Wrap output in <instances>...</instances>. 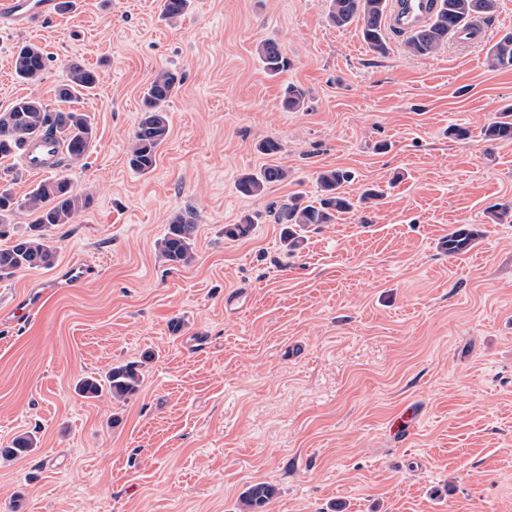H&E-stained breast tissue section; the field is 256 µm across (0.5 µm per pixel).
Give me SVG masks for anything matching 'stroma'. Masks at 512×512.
<instances>
[{"label":"stroma","mask_w":512,"mask_h":512,"mask_svg":"<svg viewBox=\"0 0 512 512\" xmlns=\"http://www.w3.org/2000/svg\"><path fill=\"white\" fill-rule=\"evenodd\" d=\"M327 12L192 0L171 22L160 0H73L29 30L0 24V111L54 104L72 62L99 74L84 103L96 139L60 170L92 204L50 229L53 268L0 281V448L38 438L0 460V512H241L261 483L276 490L263 512H512V224L491 218L512 203V141L481 134L512 104V70L486 59L512 31V0L483 40L431 57L393 35L375 54ZM266 40L288 71L264 72ZM27 42L48 57L34 83L12 67ZM162 68L182 82L142 174L127 145ZM291 83L308 92L297 112L282 104ZM268 138L289 177L243 196L236 181ZM332 168L352 171L350 196L380 186L381 204L309 227L287 252L270 210L315 196ZM184 209L196 258L173 266L157 243ZM248 214L251 233L225 238ZM462 226L477 237L449 253ZM76 263L86 281L65 280ZM133 361L143 383L126 402L76 393ZM408 405L418 419L400 439L390 426ZM37 438L33 434H22L14 438L8 448H0V458L3 460H13L21 456L28 455L37 448Z\"/></svg>","instance_id":"1"}]
</instances>
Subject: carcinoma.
I'll list each match as a JSON object with an SVG mask.
<instances>
[{
    "label": "carcinoma",
    "mask_w": 512,
    "mask_h": 512,
    "mask_svg": "<svg viewBox=\"0 0 512 512\" xmlns=\"http://www.w3.org/2000/svg\"><path fill=\"white\" fill-rule=\"evenodd\" d=\"M499 0H438V9L428 26L412 35L406 42L408 51L416 56H432L448 38L461 34L470 23L480 20L491 22L498 11ZM191 0H160L161 14L171 21L180 19L189 9ZM389 8L388 0H329L328 19L342 28L356 22L361 25V36L371 51L383 55L387 52L384 20ZM257 55L264 71L277 75L288 70L290 62L280 45L264 41L257 47ZM14 72L23 82L38 80L46 68L47 57L43 50L33 44L18 47L13 55ZM488 66L494 70L512 69V32L492 44L487 51ZM182 81L177 72L162 69L151 79L142 97L143 109L140 120L128 148L130 166L143 174L154 169L158 152L170 134V117L166 103L174 95ZM98 74L95 70L74 62L70 65L69 79L56 89L59 107L49 109L37 99L22 97L15 100L5 111L0 112V159L8 158L19 151L26 139L51 134L64 143L71 163L78 164L88 154L94 140L95 127L90 115L72 104L89 95L96 87ZM305 103V91L290 84L285 90L283 105L290 111H298ZM489 141H512V107H506L499 119L483 130ZM258 151L270 162L257 172L243 173L238 177L237 189L246 196H258L272 184L288 179V170L277 162L281 144L275 139H265L257 146ZM351 181V172L330 169L320 172L318 184L320 194L314 200L302 195L292 197L273 212L277 224L285 225L283 241L291 253L303 242V232L315 224H333L336 218L356 207L353 198L343 191L344 184ZM92 198L81 193L66 176L40 182L19 203L15 201L7 186H0V240L11 244L0 248V281L15 276L27 269H50L55 265L56 251L49 244L47 231L60 224H69L80 212L87 209ZM22 206L37 214L35 223L18 234L10 216ZM198 222L192 210L174 213L167 224L163 237L158 241L162 257L172 266H187L195 259L194 240ZM255 221L249 215L240 223L224 228V237L236 240L249 235ZM476 233L464 227L448 235V252L457 253L468 248ZM143 374L135 363L111 367L104 375L82 378L76 385L78 392L86 398H95L107 393L116 401H126L136 395L141 387ZM37 438L22 434L14 438L11 445L0 448V458L13 460L31 453L37 448ZM275 489L266 484H257L248 489L243 502L249 512H258L274 496Z\"/></svg>",
    "instance_id": "cac0c4a2"
}]
</instances>
